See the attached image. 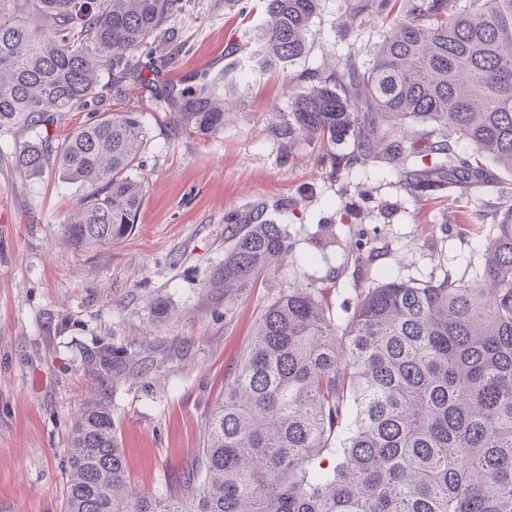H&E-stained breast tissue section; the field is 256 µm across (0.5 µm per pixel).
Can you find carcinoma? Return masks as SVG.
I'll use <instances>...</instances> for the list:
<instances>
[{
	"mask_svg": "<svg viewBox=\"0 0 512 512\" xmlns=\"http://www.w3.org/2000/svg\"><path fill=\"white\" fill-rule=\"evenodd\" d=\"M183 2L0 0V134L25 133L11 164L26 176L54 169L84 188L60 225L75 248L119 243L136 222L146 132L137 113L105 109V90L141 80L140 57L158 46L179 49L166 25ZM345 3L339 67L300 75L306 90L276 113L279 134L349 139L350 154H330L334 173L386 159L416 193L478 195L488 163L512 173V0ZM320 6L265 0L256 52L302 57ZM367 18L382 38L362 62ZM72 111L89 119L56 146L48 127ZM228 114L205 86L183 93L174 119L215 133ZM224 223L229 245L209 287L227 300L291 245L259 205ZM67 512H512V209L467 281L386 280L341 321L321 288L267 305L174 490L133 485L109 410L87 401L68 448Z\"/></svg>",
	"mask_w": 512,
	"mask_h": 512,
	"instance_id": "cac0c4a2",
	"label": "carcinoma"
}]
</instances>
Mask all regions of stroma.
<instances>
[{
  "label": "stroma",
  "instance_id": "obj_1",
  "mask_svg": "<svg viewBox=\"0 0 512 512\" xmlns=\"http://www.w3.org/2000/svg\"><path fill=\"white\" fill-rule=\"evenodd\" d=\"M344 0H321L309 51L269 65L249 45L262 0H185L169 26L180 45L111 97L147 131L138 222L121 243L73 248L59 235L82 194L49 171L38 180L0 158V512H64L67 449L83 403L112 413L131 479L148 492L179 484L211 406L239 365L261 308L289 289H323L345 314L381 279L466 280L482 270L495 218L512 207V175L483 199L440 187L413 195L394 165L333 175L317 142L272 126L302 92L288 77L343 55ZM213 80L233 105L223 129L173 121L164 86ZM264 206L292 243L275 274L225 301L210 287L224 263V217ZM111 350V366L100 358Z\"/></svg>",
  "mask_w": 512,
  "mask_h": 512
}]
</instances>
